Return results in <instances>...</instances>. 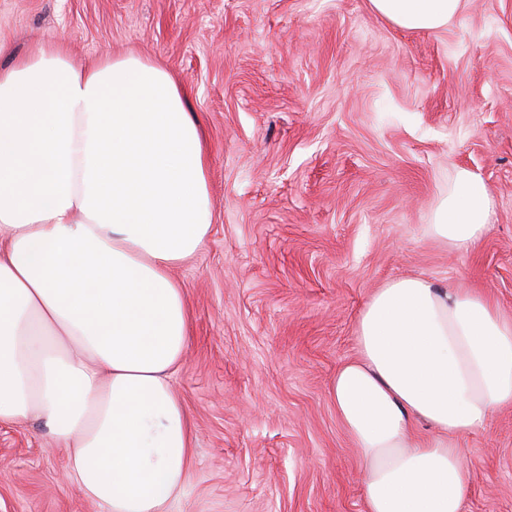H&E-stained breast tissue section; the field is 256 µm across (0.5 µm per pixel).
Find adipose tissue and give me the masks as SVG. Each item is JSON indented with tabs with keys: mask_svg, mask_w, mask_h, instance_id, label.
Returning a JSON list of instances; mask_svg holds the SVG:
<instances>
[{
	"mask_svg": "<svg viewBox=\"0 0 512 512\" xmlns=\"http://www.w3.org/2000/svg\"><path fill=\"white\" fill-rule=\"evenodd\" d=\"M438 31L464 0H370ZM198 124L168 71L135 56L73 67L46 44L0 67V423L67 450L103 512H169L194 454L172 378L191 309L171 271L211 231ZM482 178L457 170L433 212L449 248L488 232ZM329 396L362 456L366 512H463V437L512 406V320L480 290L412 275L359 312Z\"/></svg>",
	"mask_w": 512,
	"mask_h": 512,
	"instance_id": "1",
	"label": "adipose tissue"
}]
</instances>
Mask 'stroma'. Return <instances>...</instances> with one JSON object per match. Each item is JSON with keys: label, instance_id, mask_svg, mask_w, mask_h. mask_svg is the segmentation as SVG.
<instances>
[{"label": "stroma", "instance_id": "obj_1", "mask_svg": "<svg viewBox=\"0 0 512 512\" xmlns=\"http://www.w3.org/2000/svg\"><path fill=\"white\" fill-rule=\"evenodd\" d=\"M0 40L62 42L77 67L148 59L201 124L212 227L172 270L192 308L172 384L194 456L171 512H365L327 387L373 292L423 275L512 317V0H465L432 32L370 0H0ZM459 168L493 200L463 251L427 229ZM460 449L464 512H512V408ZM65 465L36 426L0 425V512H101Z\"/></svg>", "mask_w": 512, "mask_h": 512}]
</instances>
